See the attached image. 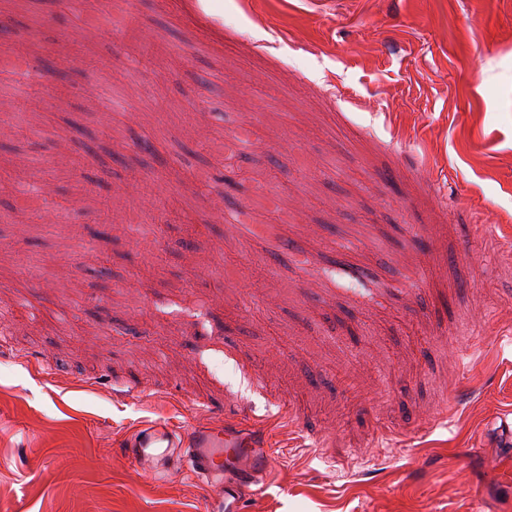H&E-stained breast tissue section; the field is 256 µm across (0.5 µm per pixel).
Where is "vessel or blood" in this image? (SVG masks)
I'll list each match as a JSON object with an SVG mask.
<instances>
[{
    "label": "vessel or blood",
    "instance_id": "b4317fda",
    "mask_svg": "<svg viewBox=\"0 0 512 512\" xmlns=\"http://www.w3.org/2000/svg\"><path fill=\"white\" fill-rule=\"evenodd\" d=\"M121 455L154 476L169 466L190 475L206 492L205 512H241L243 492H262L269 462L267 448L249 433L205 425L140 427L124 441Z\"/></svg>",
    "mask_w": 512,
    "mask_h": 512
}]
</instances>
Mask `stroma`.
<instances>
[{
    "instance_id": "stroma-1",
    "label": "stroma",
    "mask_w": 512,
    "mask_h": 512,
    "mask_svg": "<svg viewBox=\"0 0 512 512\" xmlns=\"http://www.w3.org/2000/svg\"><path fill=\"white\" fill-rule=\"evenodd\" d=\"M113 10L0 0L43 74L0 108V512H202L121 457L150 421L254 430L245 512H512V0ZM213 70L254 143L227 187ZM259 171L277 254L216 210L275 217ZM228 113L225 109L223 94L213 97L207 106L206 123L209 128L223 130L229 126L227 122Z\"/></svg>"
}]
</instances>
